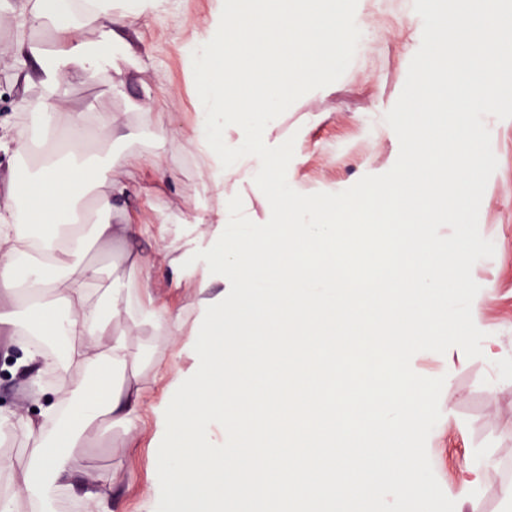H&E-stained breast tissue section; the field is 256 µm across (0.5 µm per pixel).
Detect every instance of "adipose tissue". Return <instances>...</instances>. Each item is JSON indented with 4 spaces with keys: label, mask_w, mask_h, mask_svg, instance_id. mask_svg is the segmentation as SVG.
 <instances>
[{
    "label": "adipose tissue",
    "mask_w": 512,
    "mask_h": 512,
    "mask_svg": "<svg viewBox=\"0 0 512 512\" xmlns=\"http://www.w3.org/2000/svg\"><path fill=\"white\" fill-rule=\"evenodd\" d=\"M96 10H77L73 0H0L15 19V46L22 58L13 74L20 94L16 109L30 112L27 123L0 122V158L14 165L34 147L54 146L38 166L11 177L8 201L0 206V326L26 314L24 331H46L65 337L61 350H48L38 342L21 344L18 363L36 367L55 378L50 399L44 400L35 417L19 423L0 420V435L21 432L34 446L28 469L17 473L18 489L41 512L55 493L70 486L71 458L80 447L85 429L106 424L137 428L144 414L152 412L142 390L126 381L129 369L152 361L155 347L132 345L128 332L108 335L105 346H96L107 335L110 323L129 307H136L133 327L171 342L186 344L200 313L201 300L216 298L214 286L203 283L202 270L176 278L166 286L195 289L191 308L170 306L154 291L156 273L170 264L172 255L188 250L186 236H170L166 224H115L110 217L122 208L127 184L104 168L102 155L91 152L87 141L98 134L118 141L107 112L89 117L75 110L59 112L64 80H94L111 84L114 70L134 65L135 59L118 35L129 19L154 9L158 0H99ZM94 25L98 38L86 41L83 25ZM50 30L55 48L43 52L30 38L32 31ZM199 177L213 204L197 220L196 233L211 240L224 217L217 199L231 192L236 180L256 172L257 161L245 160L241 170L218 176L217 165L205 148H198ZM158 237L157 257L143 259L136 248L139 238ZM122 241L125 258L137 277L121 288H102L100 273L85 263L88 241ZM63 302L64 318L32 316L34 307L47 298Z\"/></svg>",
    "instance_id": "1"
}]
</instances>
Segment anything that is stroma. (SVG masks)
I'll use <instances>...</instances> for the list:
<instances>
[{
    "instance_id": "obj_1",
    "label": "stroma",
    "mask_w": 512,
    "mask_h": 512,
    "mask_svg": "<svg viewBox=\"0 0 512 512\" xmlns=\"http://www.w3.org/2000/svg\"><path fill=\"white\" fill-rule=\"evenodd\" d=\"M215 0H160L156 11L133 20L121 36L136 57V67L113 73L123 95L92 82L70 84L59 103L111 113L127 134L112 147L114 171L131 187L125 205L135 224L166 218L171 231L184 233L206 212L210 197L200 185L198 158L189 141L198 93L185 68L186 31L206 19ZM362 43L331 93H307L295 101L280 122L279 132L294 138L295 181L300 190L338 193L364 175L385 173L400 150L397 136L384 120L398 100L409 64L418 51L423 23L413 0H358ZM141 102L156 120L176 129L166 144L143 139L139 118L127 100ZM498 167L488 181L485 208L479 218L482 236L495 246L483 260L475 280L484 302V325L492 336L491 353L468 358L448 350L444 387L452 401L448 441L440 455L448 483L473 454H489L494 462L478 487L468 512H512V498L502 489L512 465V383L497 379L498 358L512 359V119L489 116ZM174 169L176 185L159 179L156 168ZM16 339L0 332V413L31 416L40 401L34 391L50 388L52 377H37L35 368L14 370ZM146 425L123 432L109 427L89 435L77 455L80 472L72 488L59 493L55 512H81L83 483L105 485L112 512H141L143 493L156 479Z\"/></svg>"
}]
</instances>
